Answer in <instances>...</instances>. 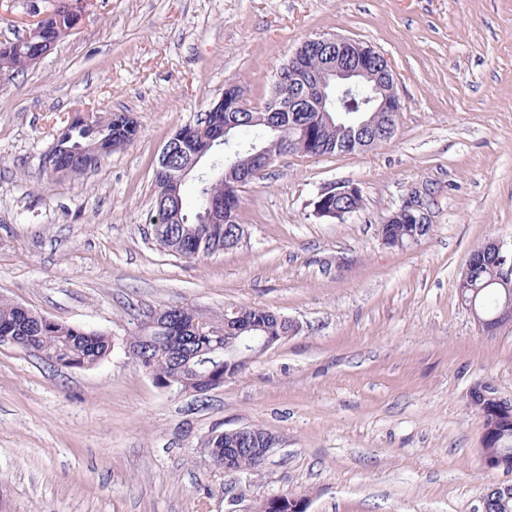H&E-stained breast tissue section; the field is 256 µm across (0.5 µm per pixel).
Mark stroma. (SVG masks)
Returning <instances> with one entry per match:
<instances>
[{"mask_svg":"<svg viewBox=\"0 0 512 512\" xmlns=\"http://www.w3.org/2000/svg\"><path fill=\"white\" fill-rule=\"evenodd\" d=\"M0 0V41L31 4ZM373 46L397 77V134L372 150L281 158L242 192L233 249L188 258L154 240L160 151L238 80L265 101L304 39ZM127 112L133 144L77 180L40 157L75 113ZM339 180L344 220L311 199ZM431 189L433 227L405 249L381 218ZM512 241V0H93L40 63L0 75V297L106 332L89 369L0 346V512H479L483 423L467 394L512 398V326L487 332L455 283L477 245ZM263 307L298 326L223 387L155 386L126 341L151 312ZM278 435L258 472L202 453L212 430ZM345 185L344 191L348 194H350L354 198H362V189L361 187L353 182H336V183H330L325 186H323L318 192V203L315 204L316 211L318 209H321V206H323V202L331 197L332 195L336 194V187ZM351 196H340L336 197V199L328 200L326 202L328 210L334 209L337 211H347L351 209L352 207H356L359 203L358 199H354Z\"/></svg>","mask_w":512,"mask_h":512,"instance_id":"stroma-1","label":"stroma"}]
</instances>
